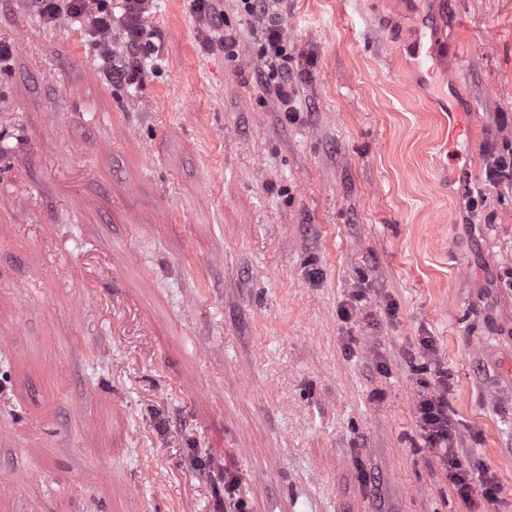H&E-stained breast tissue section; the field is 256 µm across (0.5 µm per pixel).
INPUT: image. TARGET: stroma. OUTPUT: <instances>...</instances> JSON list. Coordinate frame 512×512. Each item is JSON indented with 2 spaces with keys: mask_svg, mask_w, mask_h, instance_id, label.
Instances as JSON below:
<instances>
[{
  "mask_svg": "<svg viewBox=\"0 0 512 512\" xmlns=\"http://www.w3.org/2000/svg\"><path fill=\"white\" fill-rule=\"evenodd\" d=\"M220 5L236 58L157 0L126 86L121 30L0 0V512H512V0H432L449 89L388 0H288L292 120ZM440 393L494 496L426 442ZM487 177L491 180L503 181L512 179V144L503 142L502 149L494 152L492 165L487 170Z\"/></svg>",
  "mask_w": 512,
  "mask_h": 512,
  "instance_id": "35a3bbf8",
  "label": "stroma"
}]
</instances>
